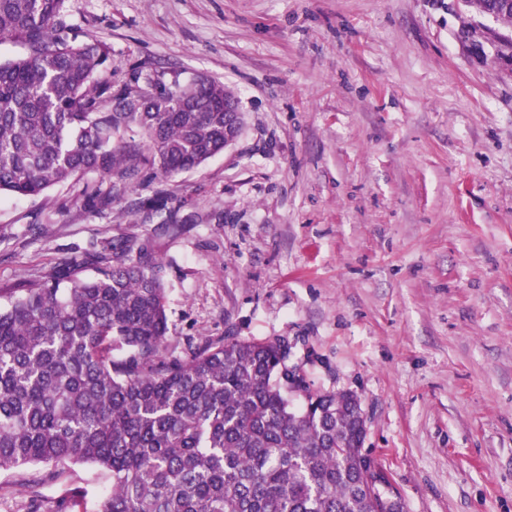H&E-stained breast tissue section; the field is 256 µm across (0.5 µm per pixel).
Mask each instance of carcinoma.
<instances>
[{
  "label": "carcinoma",
  "instance_id": "carcinoma-1",
  "mask_svg": "<svg viewBox=\"0 0 512 512\" xmlns=\"http://www.w3.org/2000/svg\"><path fill=\"white\" fill-rule=\"evenodd\" d=\"M64 0H0V197H38L95 172L108 205L224 152L215 80L152 91L144 67L100 76L108 54L76 41ZM92 267V274L79 271ZM162 262L148 241L75 255L0 289V469L26 467L31 512L74 465L107 494L100 512H403L362 451L357 396L288 389L287 347L225 336L166 355Z\"/></svg>",
  "mask_w": 512,
  "mask_h": 512
}]
</instances>
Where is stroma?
I'll use <instances>...</instances> for the list:
<instances>
[{"instance_id":"obj_1","label":"stroma","mask_w":512,"mask_h":512,"mask_svg":"<svg viewBox=\"0 0 512 512\" xmlns=\"http://www.w3.org/2000/svg\"><path fill=\"white\" fill-rule=\"evenodd\" d=\"M79 41L231 88L236 142L109 207L0 200V289L153 239L169 352L236 336L354 392L404 512H512V21L469 0H64ZM162 215L134 211L157 191Z\"/></svg>"}]
</instances>
